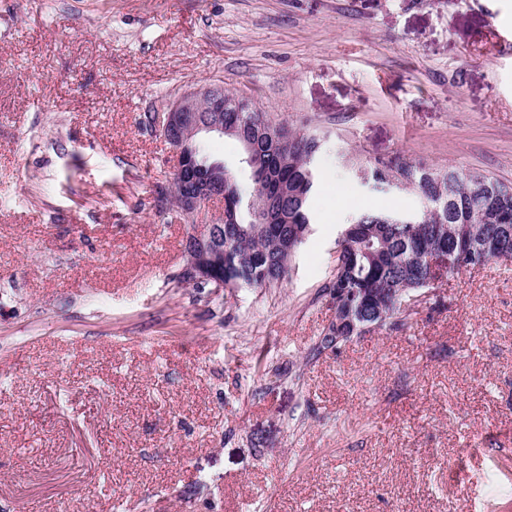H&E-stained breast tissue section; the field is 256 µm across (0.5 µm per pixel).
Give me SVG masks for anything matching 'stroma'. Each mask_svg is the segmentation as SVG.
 <instances>
[{
  "mask_svg": "<svg viewBox=\"0 0 512 512\" xmlns=\"http://www.w3.org/2000/svg\"><path fill=\"white\" fill-rule=\"evenodd\" d=\"M212 83L318 134L268 288L182 284L143 113ZM512 182V0H0V512H512V259L340 349L345 157Z\"/></svg>",
  "mask_w": 512,
  "mask_h": 512,
  "instance_id": "35a3bbf8",
  "label": "stroma"
}]
</instances>
